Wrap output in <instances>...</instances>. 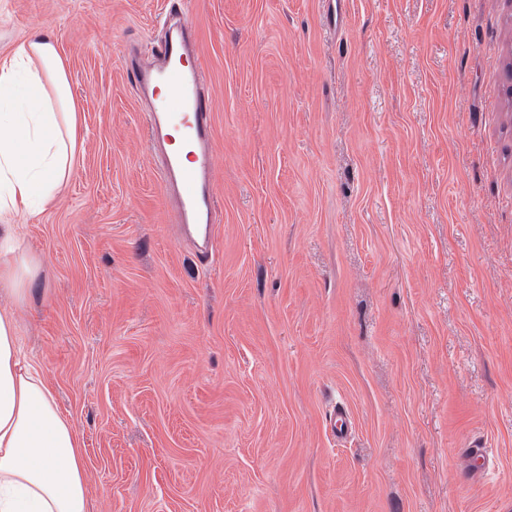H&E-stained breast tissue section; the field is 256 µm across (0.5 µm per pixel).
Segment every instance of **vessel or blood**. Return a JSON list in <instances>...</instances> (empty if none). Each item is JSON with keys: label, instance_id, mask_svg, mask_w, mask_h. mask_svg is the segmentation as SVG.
<instances>
[{"label": "vessel or blood", "instance_id": "b4317fda", "mask_svg": "<svg viewBox=\"0 0 512 512\" xmlns=\"http://www.w3.org/2000/svg\"><path fill=\"white\" fill-rule=\"evenodd\" d=\"M189 6L190 0H178L163 19L164 37L150 54L125 55L122 64L151 104L145 122L151 146L162 153L157 175L175 221L208 243L215 223L212 109ZM177 134L190 150L188 157L171 148Z\"/></svg>", "mask_w": 512, "mask_h": 512}]
</instances>
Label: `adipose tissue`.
Segmentation results:
<instances>
[{
    "mask_svg": "<svg viewBox=\"0 0 512 512\" xmlns=\"http://www.w3.org/2000/svg\"><path fill=\"white\" fill-rule=\"evenodd\" d=\"M79 114L53 40L0 57V512H88L79 433L21 352L17 316L39 263L10 216L54 203L74 168Z\"/></svg>",
    "mask_w": 512,
    "mask_h": 512,
    "instance_id": "ef3b65f1",
    "label": "adipose tissue"
}]
</instances>
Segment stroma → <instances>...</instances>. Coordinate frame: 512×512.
<instances>
[{"mask_svg":"<svg viewBox=\"0 0 512 512\" xmlns=\"http://www.w3.org/2000/svg\"><path fill=\"white\" fill-rule=\"evenodd\" d=\"M170 3L0 0V56L49 35L81 109L63 194L11 221L92 512H512V0H193L208 255L121 63Z\"/></svg>","mask_w":512,"mask_h":512,"instance_id":"obj_1","label":"stroma"}]
</instances>
